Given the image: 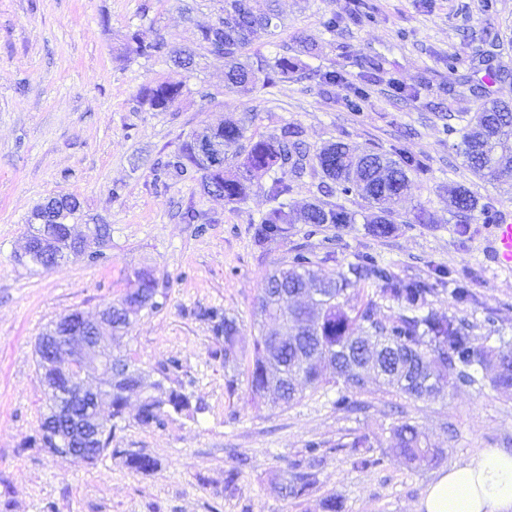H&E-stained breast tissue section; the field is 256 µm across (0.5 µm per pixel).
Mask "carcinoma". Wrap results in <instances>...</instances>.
<instances>
[{"label":"carcinoma","instance_id":"carcinoma-1","mask_svg":"<svg viewBox=\"0 0 512 512\" xmlns=\"http://www.w3.org/2000/svg\"><path fill=\"white\" fill-rule=\"evenodd\" d=\"M283 27L275 0H224L217 26L199 29L197 43L207 54L224 59L227 66L224 88L246 94L261 86L286 82L300 71L298 60L288 55V43L278 45L271 57H250L249 48L261 37H275ZM125 52L144 58L165 57L184 68L193 63L192 55L166 50L161 40L145 41L139 31L130 30ZM502 77L485 68L484 80L474 88L479 106L460 128L458 145L465 166L475 175L490 181L512 177V102L491 90ZM185 84L170 79L145 85L140 102L153 112H170L183 96ZM368 94L360 86L345 99L346 107L359 112ZM217 139L225 147L241 144L240 151L224 158V167L212 168L197 153L202 142ZM425 164L415 156L394 150L379 153L355 149L343 141L330 142L310 151L299 127L285 123L274 132L258 137L247 135L244 120H224V132L210 127L192 133L162 163L164 173L183 182L196 183L205 190L216 186L224 191V201L241 204L253 188L263 190L277 206L262 215L255 235L259 242L288 238L294 224L338 228L357 223L358 212L343 204L328 205L319 199L295 209L288 205L294 183L308 175L321 174L320 189L346 198L357 197L374 209L387 207L364 217L369 231L377 237L388 236L396 224H431L433 216L423 206L401 214L399 203L407 193L409 174L423 171ZM270 181L262 183L264 176ZM456 231L467 233L469 224L480 220L494 224L498 212L490 203H479L464 187L455 188L452 200ZM66 224L56 226L57 241L52 252L34 253L26 262L45 267L69 256L61 241L67 236ZM369 282L378 287V295L389 303L390 314L377 316L373 304L359 308L351 305L356 287ZM147 312L161 310L165 302L157 300L158 282L149 273L142 282ZM436 289L421 279H404L390 266L370 256H360L345 271L326 272L314 268L305 251L295 250L292 260L275 269L259 293L254 315L258 335L251 351L240 346V328L235 318L217 308L203 309L197 316L210 325L213 339L224 353V365L246 359L248 391L253 401H270L288 407L299 401L306 389L317 390L331 382L342 381L345 392L336 399L339 409L353 410V396L368 384L374 373L379 383L415 399L442 395L448 388L473 386L477 374L485 372L494 388H512V359L504 361L488 348L476 343L464 319L436 311L430 297ZM277 322L294 332L283 341L277 330L265 328ZM116 373L110 394L111 412L97 456L110 450L119 422L123 419L128 394L141 380V371L127 359L115 360ZM157 393L140 399L139 421L159 425L173 411L193 416L205 406L192 402L184 391L155 383ZM395 449L413 468L429 466L439 451L430 447L419 428L404 421L391 428ZM350 447L357 453L356 465L368 468L375 460L362 453L367 438H355ZM128 466L140 473L157 469L158 461L143 452L127 453ZM314 483L309 472H291L282 478L280 490L285 496L300 497Z\"/></svg>","mask_w":512,"mask_h":512}]
</instances>
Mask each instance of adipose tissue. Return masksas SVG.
Listing matches in <instances>:
<instances>
[{"mask_svg":"<svg viewBox=\"0 0 512 512\" xmlns=\"http://www.w3.org/2000/svg\"><path fill=\"white\" fill-rule=\"evenodd\" d=\"M414 512H512V454L487 448L450 465L427 487Z\"/></svg>","mask_w":512,"mask_h":512,"instance_id":"1","label":"adipose tissue"}]
</instances>
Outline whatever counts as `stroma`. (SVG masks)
I'll return each instance as SVG.
<instances>
[{"label": "stroma", "instance_id": "stroma-1", "mask_svg": "<svg viewBox=\"0 0 512 512\" xmlns=\"http://www.w3.org/2000/svg\"><path fill=\"white\" fill-rule=\"evenodd\" d=\"M372 2L374 22L331 33L325 17L349 13L359 0H280L278 39L307 70L342 78L325 84L301 72L271 92L244 95L225 91L220 58L178 69L117 57L131 26L168 49L196 48L198 28L215 22L223 0H0V512H324L333 495L343 512H413L449 465L487 448L512 453V389L458 388L415 400L372 383L358 396L363 410L348 413L335 405L342 385L330 384L285 408L253 406L244 368L225 366L209 325L196 316L203 308L236 316L240 341L251 346L260 289L295 249L326 271L369 254L399 277L434 284L438 312L465 318L477 343L512 355V272L493 268L485 224L457 234L448 196L462 185L512 216V179L474 177L455 149L458 128L478 106L472 57L492 51L493 67L507 77L500 95L512 100V0H496L494 47L485 42L484 0ZM275 40L261 38L250 51L272 55ZM168 75L184 80L188 93L173 111H147L141 88ZM354 84L368 93L360 112L344 104ZM202 86L216 101L197 95ZM228 116L245 119L254 136L300 125L314 150L340 140L426 158L429 169L413 176L402 208L425 206L435 223L399 224L385 238L362 223L298 224L287 240L258 244L254 224L272 206L263 192L231 205L154 176L190 131ZM55 195L79 201L82 223L108 225L105 259L72 255L48 270L19 262L32 209ZM190 204L204 214V231L181 222L178 213ZM143 267L153 269L167 301L137 318L121 353L152 379L168 369L205 412H173L146 426L130 396L112 451L90 466L30 446L46 411L36 338L67 311L95 317L136 288L134 272ZM441 268L450 278H438ZM458 278L474 295L464 308L452 299ZM405 420L439 448L435 466L411 468L395 451L389 429ZM358 436L367 437L375 466H355L350 443ZM311 444L321 456L314 484L300 498L282 497L275 481L307 461ZM130 451L156 458L158 469L133 471ZM237 466L236 486L225 490V474Z\"/></svg>", "mask_w": 512, "mask_h": 512}]
</instances>
